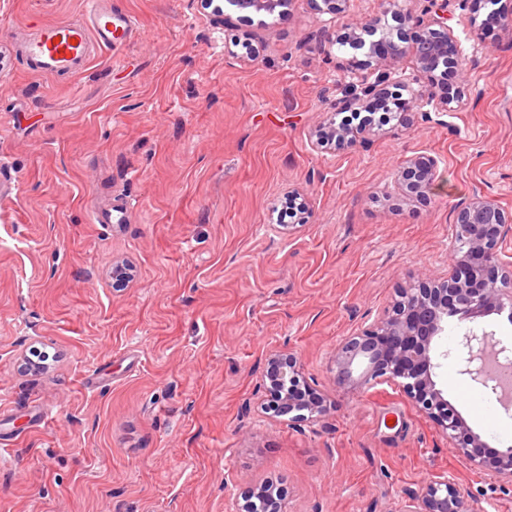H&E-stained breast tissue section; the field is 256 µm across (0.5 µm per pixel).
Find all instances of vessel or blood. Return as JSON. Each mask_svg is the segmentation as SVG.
Wrapping results in <instances>:
<instances>
[{
	"label": "vessel or blood",
	"mask_w": 512,
	"mask_h": 512,
	"mask_svg": "<svg viewBox=\"0 0 512 512\" xmlns=\"http://www.w3.org/2000/svg\"><path fill=\"white\" fill-rule=\"evenodd\" d=\"M132 17L110 0H85L80 22H48L23 45L28 70L41 76L81 73L99 50L134 40Z\"/></svg>",
	"instance_id": "obj_1"
}]
</instances>
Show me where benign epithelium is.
<instances>
[{
  "instance_id": "1",
  "label": "benign epithelium",
  "mask_w": 512,
  "mask_h": 512,
  "mask_svg": "<svg viewBox=\"0 0 512 512\" xmlns=\"http://www.w3.org/2000/svg\"><path fill=\"white\" fill-rule=\"evenodd\" d=\"M292 0H230L240 11L269 15L284 14ZM397 16L394 0L353 28L346 39L351 48L363 51L364 62L378 68L397 69L411 60L417 71L431 81L446 79L448 70L455 67L447 18L437 16L424 26L422 34L406 41L401 29L389 23L388 16ZM397 92L390 90L379 79L372 83L352 86L336 114L349 112L359 118L358 125L344 117L331 120L329 126L318 132V145L324 150L352 138L360 127H370L375 120L370 115V101L388 107ZM456 96L439 97L433 91L424 98L434 112H448ZM366 116H361V113ZM435 162L417 158L410 161L402 174L401 190L408 195L423 193L431 183ZM459 258L451 277L432 287L411 288L404 291L391 314L381 319L372 329L350 336L336 353V384L356 382L368 386L379 382L400 385L415 406L424 412L448 439L459 457L469 465L487 473L496 480L512 485V447L485 451V444L458 414L437 388L432 344L448 329V319L459 323H473L491 313L508 312L512 316V265L499 256V246L508 229V220L496 201L476 193L459 207L453 224ZM509 352V347L494 340L491 333H477L473 328L465 332L462 347L454 352L440 353L444 359L454 358L461 366L460 374L467 375L496 396L502 395L500 384L487 373V354ZM362 360L365 367L359 376H353L355 362ZM265 389L274 395L272 408L282 414L306 411L311 418H321L327 412L325 399L302 376L300 364L294 357L273 355L268 360L264 375ZM263 497L268 512H286L285 496L270 485H261L235 504L233 512H254L253 499ZM405 512H474V508L448 477L439 476L420 492L409 493Z\"/></svg>"
}]
</instances>
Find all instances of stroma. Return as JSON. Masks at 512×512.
<instances>
[{
    "mask_svg": "<svg viewBox=\"0 0 512 512\" xmlns=\"http://www.w3.org/2000/svg\"><path fill=\"white\" fill-rule=\"evenodd\" d=\"M117 2L137 39L53 78L14 33L80 20L84 0H0V512H231L268 483L288 512H402L443 474L477 512H512L402 389L334 381L346 337L452 274L462 202L512 216V33L447 0L459 106L427 118L404 65L387 82L412 112L325 151L333 103L377 76L338 39L380 0L281 17ZM421 157L433 182L405 196ZM108 208L122 222L93 223ZM34 346L52 357L36 374ZM272 354L298 359L323 418L269 411ZM436 382L488 447L512 446V410L453 364ZM435 162L432 159L417 158L410 160L402 174L401 190L407 195H418L430 186Z\"/></svg>",
    "mask_w": 512,
    "mask_h": 512,
    "instance_id": "1",
    "label": "stroma"
}]
</instances>
